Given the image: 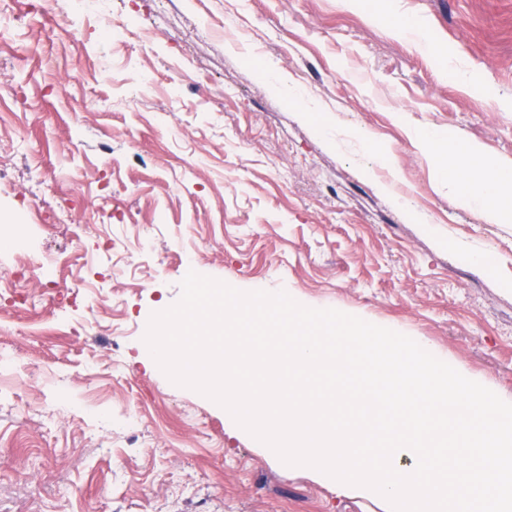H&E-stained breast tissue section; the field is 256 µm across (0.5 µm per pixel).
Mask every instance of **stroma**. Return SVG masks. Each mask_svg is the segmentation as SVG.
Here are the masks:
<instances>
[{
	"label": "stroma",
	"instance_id": "stroma-1",
	"mask_svg": "<svg viewBox=\"0 0 512 512\" xmlns=\"http://www.w3.org/2000/svg\"><path fill=\"white\" fill-rule=\"evenodd\" d=\"M375 12L420 21L435 52ZM110 16L129 29L106 43L67 0H0V225L82 257L0 317L32 369L0 376V512H384L274 462L140 351L197 248L199 274L402 333L512 402V224L451 202L416 143L512 160V0H111ZM358 136L362 138L371 148L375 159L384 167L390 170L394 175L397 172V158L394 151L387 145L381 144L372 137L367 130L359 132Z\"/></svg>",
	"mask_w": 512,
	"mask_h": 512
}]
</instances>
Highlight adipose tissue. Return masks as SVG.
Segmentation results:
<instances>
[{
    "mask_svg": "<svg viewBox=\"0 0 512 512\" xmlns=\"http://www.w3.org/2000/svg\"><path fill=\"white\" fill-rule=\"evenodd\" d=\"M418 143L431 150L436 180L453 202L479 207L486 223H512L511 162L487 164L480 145L453 135L439 146L432 134L423 132Z\"/></svg>",
    "mask_w": 512,
    "mask_h": 512,
    "instance_id": "adipose-tissue-1",
    "label": "adipose tissue"
}]
</instances>
